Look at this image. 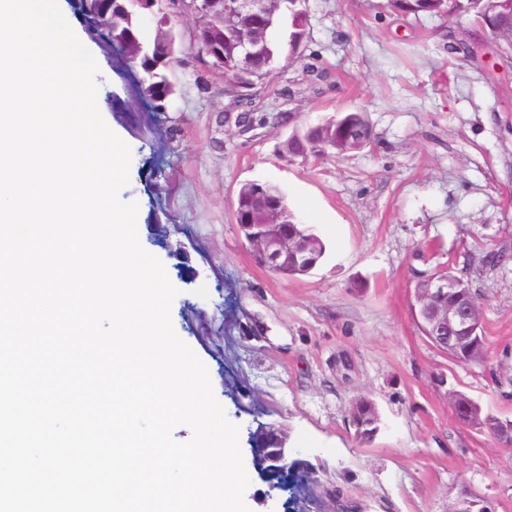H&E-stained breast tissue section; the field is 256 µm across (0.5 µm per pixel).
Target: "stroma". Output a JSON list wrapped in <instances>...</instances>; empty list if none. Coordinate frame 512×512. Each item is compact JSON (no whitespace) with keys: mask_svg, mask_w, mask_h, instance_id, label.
<instances>
[{"mask_svg":"<svg viewBox=\"0 0 512 512\" xmlns=\"http://www.w3.org/2000/svg\"><path fill=\"white\" fill-rule=\"evenodd\" d=\"M385 2L309 0L300 58L278 61L261 88L293 119L245 135L216 129L224 87L201 92L191 57L173 73L171 127L152 118L135 74L87 40L102 117L131 148L121 197L139 205L140 243L179 291L174 330L239 425L243 457L250 430H284L319 470L308 499L322 512L335 508V485L357 512H454L466 492L512 512V448L459 421L449 400L460 391L512 421V47L474 14L453 27ZM452 35L467 54L449 52ZM355 108L368 115L370 147L308 162L281 153L292 130ZM252 180L279 187L326 242L311 275L254 262L233 216ZM501 251L502 265L482 264ZM446 266L469 272L480 295L483 363L452 361L413 317L416 284ZM360 397L382 419L367 445L349 424ZM248 476L251 512H299L261 471Z\"/></svg>","mask_w":512,"mask_h":512,"instance_id":"35a3bbf8","label":"stroma"}]
</instances>
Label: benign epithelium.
<instances>
[{
	"instance_id": "obj_1",
	"label": "benign epithelium",
	"mask_w": 512,
	"mask_h": 512,
	"mask_svg": "<svg viewBox=\"0 0 512 512\" xmlns=\"http://www.w3.org/2000/svg\"><path fill=\"white\" fill-rule=\"evenodd\" d=\"M283 3L284 0H148V11L155 18L160 15L169 18L173 14L193 17V27L180 33V40L200 60L206 56L224 57V42L232 43L237 61L234 78L239 80L238 87L243 88L262 78L253 70V62L266 48L267 31L278 21ZM475 17L496 37L512 43V12L497 10L495 0H488ZM232 119L242 133L254 126L250 112L235 116L230 111L216 113L220 128ZM334 145L349 153L370 146V142L357 134H345ZM255 206L267 218L263 232L250 238L259 262L276 272L288 264L290 255L301 260L305 267L314 265L309 244L288 236L279 205L260 189L256 190ZM459 295L457 281L444 275L431 276L416 289L414 317L428 326L429 342L443 352L448 351L450 344L470 345L471 333L481 320L477 304L461 306L455 302ZM256 435L271 447L252 452L253 462L273 478L281 467L288 465L287 435L270 427L256 431Z\"/></svg>"
}]
</instances>
